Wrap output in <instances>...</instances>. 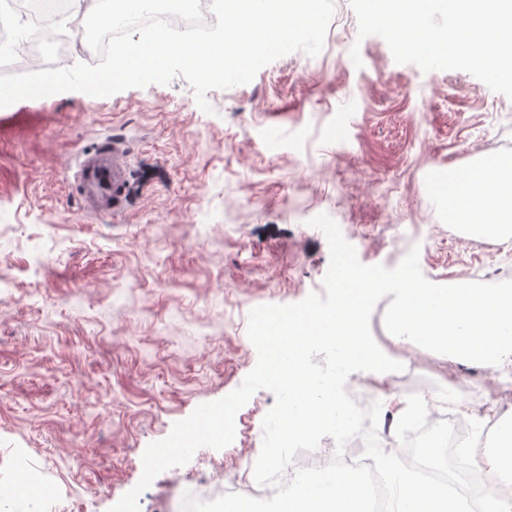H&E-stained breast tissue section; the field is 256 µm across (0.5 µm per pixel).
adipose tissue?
Masks as SVG:
<instances>
[{
  "label": "adipose tissue",
  "instance_id": "adipose-tissue-1",
  "mask_svg": "<svg viewBox=\"0 0 512 512\" xmlns=\"http://www.w3.org/2000/svg\"><path fill=\"white\" fill-rule=\"evenodd\" d=\"M451 221L474 233L500 238L512 226V157L495 158L449 179Z\"/></svg>",
  "mask_w": 512,
  "mask_h": 512
}]
</instances>
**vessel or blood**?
<instances>
[{
    "instance_id": "b4317fda",
    "label": "vessel or blood",
    "mask_w": 512,
    "mask_h": 512,
    "mask_svg": "<svg viewBox=\"0 0 512 512\" xmlns=\"http://www.w3.org/2000/svg\"><path fill=\"white\" fill-rule=\"evenodd\" d=\"M74 182L83 199H103L117 207L125 197L129 171L117 149L104 147L83 153Z\"/></svg>"
}]
</instances>
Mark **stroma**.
I'll use <instances>...</instances> for the list:
<instances>
[{"label": "stroma", "mask_w": 512, "mask_h": 512, "mask_svg": "<svg viewBox=\"0 0 512 512\" xmlns=\"http://www.w3.org/2000/svg\"><path fill=\"white\" fill-rule=\"evenodd\" d=\"M206 98L208 113L178 77L0 108V488L12 492L0 512H109L138 484L151 443L255 367L251 309L323 293L317 215L366 265L396 267L416 246L436 284L512 268V243L449 223L436 191L449 173L512 157V99L464 71L396 63L381 37L358 39L350 0H335L319 55L281 56ZM112 140L125 150L126 198L93 212L73 173L83 150ZM388 304L370 319L388 357L484 426L512 415L511 373L393 340ZM274 403L258 390L234 441L157 475L140 512L171 489L222 496L261 448Z\"/></svg>", "instance_id": "obj_1"}]
</instances>
